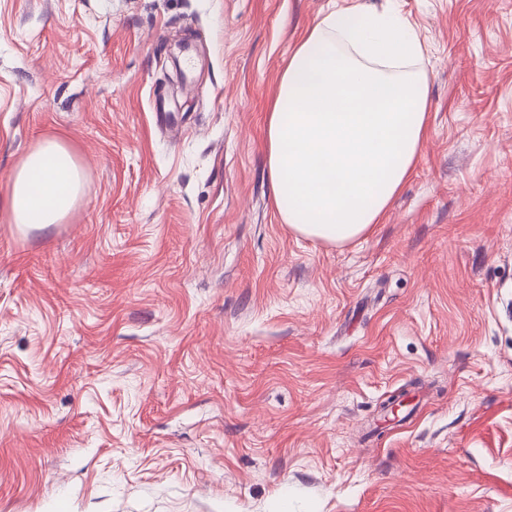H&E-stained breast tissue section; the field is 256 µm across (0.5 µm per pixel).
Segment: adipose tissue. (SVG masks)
<instances>
[{
	"mask_svg": "<svg viewBox=\"0 0 512 512\" xmlns=\"http://www.w3.org/2000/svg\"><path fill=\"white\" fill-rule=\"evenodd\" d=\"M423 46L400 17L366 5L333 11L298 44L283 73L267 137L273 199L283 223L331 243L379 223L421 153L429 106ZM81 188L60 138L42 141L16 169L6 206L14 224L60 222Z\"/></svg>",
	"mask_w": 512,
	"mask_h": 512,
	"instance_id": "obj_1",
	"label": "adipose tissue"
}]
</instances>
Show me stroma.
<instances>
[{"label": "stroma", "instance_id": "1", "mask_svg": "<svg viewBox=\"0 0 512 512\" xmlns=\"http://www.w3.org/2000/svg\"><path fill=\"white\" fill-rule=\"evenodd\" d=\"M360 1L422 41L430 103L335 244L283 224L267 127ZM52 136L82 192L18 228ZM0 512H512V0H0ZM81 175L59 137L46 139L18 166L6 206L17 226L44 227L60 222L73 208Z\"/></svg>", "mask_w": 512, "mask_h": 512}]
</instances>
